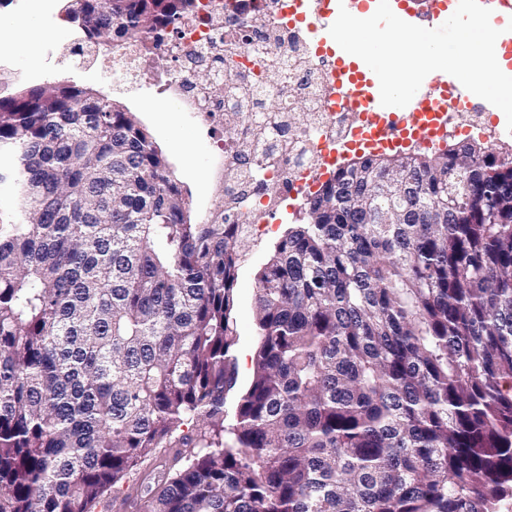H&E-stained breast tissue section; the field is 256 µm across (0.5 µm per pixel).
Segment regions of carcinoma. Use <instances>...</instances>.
<instances>
[{
	"instance_id": "cac0c4a2",
	"label": "carcinoma",
	"mask_w": 512,
	"mask_h": 512,
	"mask_svg": "<svg viewBox=\"0 0 512 512\" xmlns=\"http://www.w3.org/2000/svg\"><path fill=\"white\" fill-rule=\"evenodd\" d=\"M195 0H66L112 49ZM0 512H501L512 499V146L358 159L257 282L193 224L134 113L73 81L0 92ZM192 425V432L182 427ZM177 449L155 487L140 460Z\"/></svg>"
}]
</instances>
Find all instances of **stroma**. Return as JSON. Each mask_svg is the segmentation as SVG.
Returning <instances> with one entry per match:
<instances>
[{
  "label": "stroma",
  "instance_id": "obj_1",
  "mask_svg": "<svg viewBox=\"0 0 512 512\" xmlns=\"http://www.w3.org/2000/svg\"><path fill=\"white\" fill-rule=\"evenodd\" d=\"M22 20L32 23L40 36L27 48H0L1 89L11 91L43 82L71 80L108 94L134 112L167 158L174 179L190 203L192 223H208L212 214L223 211L221 188L207 177L216 142L224 136L223 128L208 131L196 126L188 113L158 99L151 89H113L111 80L99 66H76L71 50L77 40V26L67 22L61 14H48L37 0H32L25 9L14 2L0 6V31ZM301 217V212L288 214L281 209L262 215V222L271 224V232L242 252L233 310L239 336L236 352L239 388H246L250 382L258 342L257 274L267 261L273 243L288 225L299 223Z\"/></svg>",
  "mask_w": 512,
  "mask_h": 512
}]
</instances>
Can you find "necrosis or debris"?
<instances>
[{"mask_svg": "<svg viewBox=\"0 0 512 512\" xmlns=\"http://www.w3.org/2000/svg\"><path fill=\"white\" fill-rule=\"evenodd\" d=\"M198 4L173 37L109 55L105 70L119 89L152 84L160 99L207 127L225 112H246L218 142L210 176L224 187L230 222L258 238L268 231L258 214L285 201L302 205L325 185L324 150L349 141L358 116L335 104L328 59L301 24L300 0ZM244 38L252 41L246 54ZM274 96L281 111L267 109ZM300 97L307 111H295Z\"/></svg>", "mask_w": 512, "mask_h": 512, "instance_id": "1", "label": "necrosis or debris"}]
</instances>
